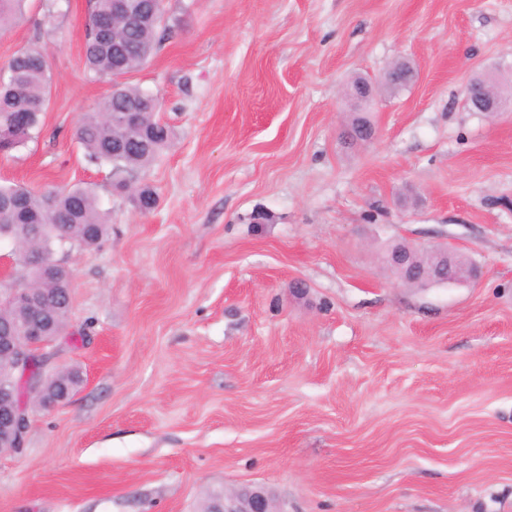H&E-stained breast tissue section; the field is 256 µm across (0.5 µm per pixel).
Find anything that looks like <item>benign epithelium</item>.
<instances>
[{
	"label": "benign epithelium",
	"mask_w": 512,
	"mask_h": 512,
	"mask_svg": "<svg viewBox=\"0 0 512 512\" xmlns=\"http://www.w3.org/2000/svg\"><path fill=\"white\" fill-rule=\"evenodd\" d=\"M413 77L414 70L409 64L396 62L378 81L363 79L348 85L346 95L356 102L371 101ZM463 101L480 112L503 111V97L489 78L470 81L463 89ZM384 261L389 268L398 270L404 280H410L406 270L415 263L412 249L394 248L385 253ZM24 263L28 268H38L39 272L38 277L25 281L21 288L6 286L12 280L11 268H0V301L36 309L23 326L0 333V358L9 359L7 367L0 371V455L16 454L23 448L32 407L30 397L41 391L52 348L62 335V327L56 323L57 305L45 299V284L55 276L57 263L37 255L27 256ZM433 270L438 275L448 273L450 283L478 281L482 276V272L475 273L461 264L459 253L448 247L436 249ZM219 495L211 512H283L261 490H224Z\"/></svg>",
	"instance_id": "1"
}]
</instances>
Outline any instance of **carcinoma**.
I'll return each mask as SVG.
<instances>
[{
    "label": "carcinoma",
    "instance_id": "cac0c4a2",
    "mask_svg": "<svg viewBox=\"0 0 512 512\" xmlns=\"http://www.w3.org/2000/svg\"><path fill=\"white\" fill-rule=\"evenodd\" d=\"M29 2L0 0V30L18 25ZM88 2L84 60L89 74L102 79L115 71L128 74L143 66L165 32L164 5L156 4L150 14L114 22L112 0ZM50 87L46 54L38 47L17 50L0 70V128L15 129V139L0 145L1 156L10 155L32 138L47 110ZM128 107L138 109L134 129L112 121V113ZM75 139L89 162L112 167L114 187L124 190L170 147L173 131L159 116L153 94L120 83L95 111L79 119ZM132 200L146 213L156 207L158 194L142 184ZM109 224L108 213L89 186L33 190L15 183L0 184V242L11 245L19 264L27 253L51 259L66 246L95 247L108 235ZM79 383L77 371L51 373L43 384L42 399L55 396L62 384L74 389Z\"/></svg>",
    "mask_w": 512,
    "mask_h": 512
}]
</instances>
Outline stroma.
Returning a JSON list of instances; mask_svg holds the SVG:
<instances>
[{
    "label": "stroma",
    "instance_id": "obj_1",
    "mask_svg": "<svg viewBox=\"0 0 512 512\" xmlns=\"http://www.w3.org/2000/svg\"><path fill=\"white\" fill-rule=\"evenodd\" d=\"M169 33L125 83L156 95L171 147L141 213L89 163L79 118L112 85L84 64L88 0L0 32V68L38 44L36 139L0 182L92 185L110 211L73 272L50 370L82 382L0 456V512H197L249 486L286 512H512V0H166ZM412 83L341 133L352 78ZM269 215L253 224V212ZM397 242L448 245L478 286L401 284ZM463 101L479 112H503V97L489 78L471 80L463 89Z\"/></svg>",
    "mask_w": 512,
    "mask_h": 512
}]
</instances>
